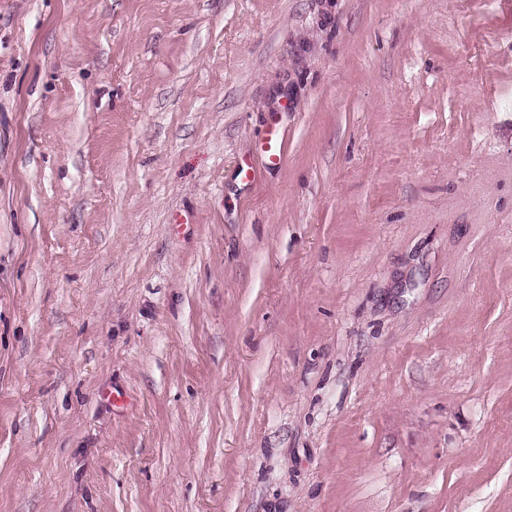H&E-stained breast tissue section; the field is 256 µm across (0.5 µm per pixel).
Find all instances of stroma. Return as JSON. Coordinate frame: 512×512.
I'll return each mask as SVG.
<instances>
[{
    "mask_svg": "<svg viewBox=\"0 0 512 512\" xmlns=\"http://www.w3.org/2000/svg\"><path fill=\"white\" fill-rule=\"evenodd\" d=\"M0 512H512V0H0ZM282 142L283 136L279 125L272 122L257 148L265 168H277L282 164L284 159Z\"/></svg>",
    "mask_w": 512,
    "mask_h": 512,
    "instance_id": "stroma-1",
    "label": "stroma"
}]
</instances>
